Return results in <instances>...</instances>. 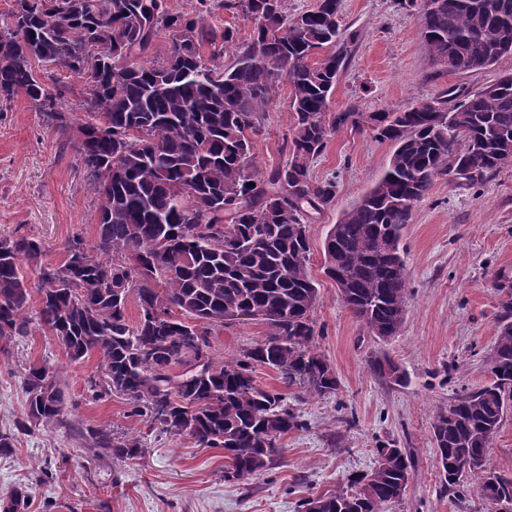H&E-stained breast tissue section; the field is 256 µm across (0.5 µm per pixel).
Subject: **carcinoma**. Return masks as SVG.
I'll list each match as a JSON object with an SVG mask.
<instances>
[{
	"instance_id": "carcinoma-1",
	"label": "carcinoma",
	"mask_w": 512,
	"mask_h": 512,
	"mask_svg": "<svg viewBox=\"0 0 512 512\" xmlns=\"http://www.w3.org/2000/svg\"><path fill=\"white\" fill-rule=\"evenodd\" d=\"M318 2L290 19L282 0H224V9L263 20L228 68L207 64L201 50L233 44L235 31L220 33L202 9L191 18L168 0H13L10 24L0 29V100L27 98L68 135L102 198L96 246L72 244L60 266L41 265L39 240L0 235V353L36 324L73 362L100 354L131 414L142 415L141 402L149 403L148 432L186 433L200 446L224 449L226 480L262 474L280 452L279 439L305 426L281 393L256 384L255 366L277 371L310 398L338 390L311 319L318 291L306 224L307 209L336 196L334 181L310 176L328 138L351 127L395 146L385 174L324 240L326 275L344 276L341 301L378 339L406 311L399 241L415 205L441 175L474 182L512 158V0H433L420 25L432 58H447L448 71L502 65L498 80L510 85L473 94L450 88L403 111L372 113L328 111L347 42L340 0ZM162 32L168 53L151 64L146 57ZM98 41L108 47L87 81L91 117L74 124L34 62L82 74L85 48ZM280 78L292 94L289 159L264 176L251 136ZM24 262L40 283L34 312ZM498 292L493 383L438 408L432 423L446 486L473 474L480 493L490 477L487 451L512 401V287ZM246 320L267 326L265 340L238 360H216L211 337ZM370 369L396 384L404 379L386 357ZM59 382L44 364L26 369L25 415L0 430V456L13 452L18 432L74 426ZM85 438L101 457L125 461L144 452L140 440L103 429L90 428ZM410 476L406 452L385 445L369 471L315 501L319 512H384ZM27 498L17 488L0 508L18 512Z\"/></svg>"
}]
</instances>
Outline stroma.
<instances>
[{
    "label": "stroma",
    "instance_id": "35a3bbf8",
    "mask_svg": "<svg viewBox=\"0 0 512 512\" xmlns=\"http://www.w3.org/2000/svg\"><path fill=\"white\" fill-rule=\"evenodd\" d=\"M339 20L353 41L329 111L397 112L451 86L478 91L498 75L494 68L451 73L434 66L419 34V9L409 0H341ZM36 71L47 84L63 81L60 106L74 121L85 120L81 78L46 63ZM290 124V87L282 80L253 138L261 173L287 161ZM393 151L368 132L345 129L330 136L311 165L313 181L336 183L335 200L309 213L308 269L318 289L312 318L319 347L339 389L309 398L285 388L276 371L256 367L257 384L282 391L304 423L281 438L269 470L225 481L223 449L199 447L187 435L148 433L145 418L132 415L119 392L92 398L86 380L101 374L100 355L70 361L54 336L35 326L10 355L0 354V428L24 413V368L47 361L62 369L76 425L140 439L144 453L121 462L95 457L88 441L59 428L21 434L12 455L0 457V499L24 487L29 499L19 512H301L304 500L368 471L378 445L393 443L411 453L413 468L403 496L386 512H508L477 492L476 478L464 480L462 493L446 489L432 421L438 408L493 381L489 356L501 314L495 284L512 278V164L474 183L439 177L416 204L399 242L409 287L405 320L382 341L325 275L324 240L383 175ZM101 205L73 146L42 112L21 97L0 101V233L41 239L42 264L56 267L73 242L95 245ZM266 333L258 321L231 323L213 337V352L237 359ZM383 356L400 367L402 384L371 372L370 361Z\"/></svg>",
    "mask_w": 512,
    "mask_h": 512
}]
</instances>
